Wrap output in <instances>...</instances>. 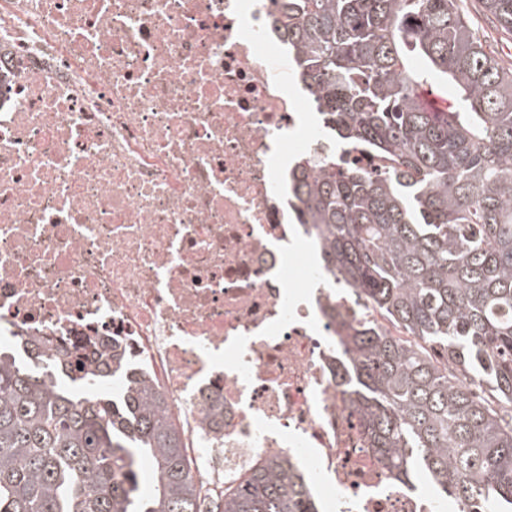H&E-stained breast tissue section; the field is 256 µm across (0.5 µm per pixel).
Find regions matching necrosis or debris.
<instances>
[{
    "mask_svg": "<svg viewBox=\"0 0 512 512\" xmlns=\"http://www.w3.org/2000/svg\"><path fill=\"white\" fill-rule=\"evenodd\" d=\"M271 0H0V334L117 348L202 489L300 464L329 512H444L369 447L289 188L336 143Z\"/></svg>",
    "mask_w": 512,
    "mask_h": 512,
    "instance_id": "necrosis-or-debris-1",
    "label": "necrosis or debris"
}]
</instances>
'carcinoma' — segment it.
I'll return each instance as SVG.
<instances>
[{
	"label": "carcinoma",
	"instance_id": "carcinoma-1",
	"mask_svg": "<svg viewBox=\"0 0 512 512\" xmlns=\"http://www.w3.org/2000/svg\"><path fill=\"white\" fill-rule=\"evenodd\" d=\"M296 68L336 139L390 164L300 173L301 223L326 287L392 326L354 319L341 343L351 403L403 483L426 472L460 512H512V65L463 0H274ZM512 34V0H481ZM454 87L427 109L429 80ZM0 352V512H201L183 432L139 379L94 391L120 361L23 336ZM153 489L139 497L137 467ZM210 512H317L296 464L258 459Z\"/></svg>",
	"mask_w": 512,
	"mask_h": 512
}]
</instances>
